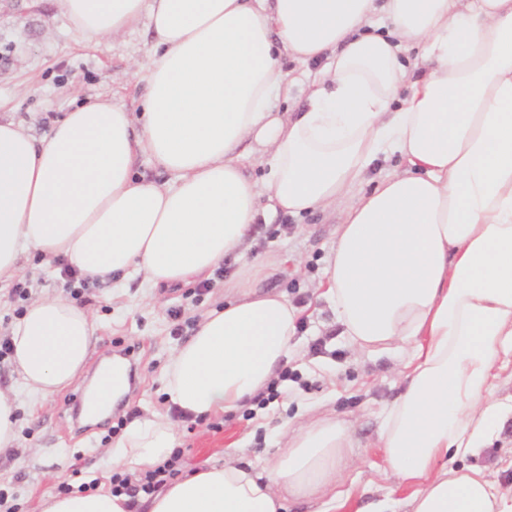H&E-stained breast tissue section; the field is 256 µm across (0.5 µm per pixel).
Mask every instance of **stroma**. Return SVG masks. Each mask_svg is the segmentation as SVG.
I'll list each match as a JSON object with an SVG mask.
<instances>
[{
  "label": "stroma",
  "instance_id": "1",
  "mask_svg": "<svg viewBox=\"0 0 512 512\" xmlns=\"http://www.w3.org/2000/svg\"><path fill=\"white\" fill-rule=\"evenodd\" d=\"M153 39L147 22L87 47L74 37L58 0H0V114L13 118L35 139L86 99L116 95L129 109H138L146 93L133 77V61L146 60ZM339 212L329 209L300 217L278 215L272 223L253 225L245 261L285 263L288 272L260 277L258 286L282 292L296 306L309 309L297 336L298 353L286 365L287 378L278 380L277 394L255 397L234 412L208 416L206 422L179 424L177 467L187 472L222 459L230 443H241L242 463L263 466L280 441L275 429L289 423L298 429L310 421L336 417L355 431L359 447L350 466L337 479L352 497L369 492L378 498L396 490L406 498L409 488L386 472L383 452L376 446L385 409L402 387L404 350L377 357L352 348L331 307L313 293L324 267L327 248L335 239ZM234 257L224 260V277L208 293L194 286L147 287L141 278L124 288L112 281H92L79 301L92 316L96 332L90 358L107 362L113 346L137 347L139 384L125 402L76 433L74 398L94 378L82 374L72 385L39 403L20 394L11 360L0 361V391L17 392V442L0 458V492L7 501L0 512H41L46 494H58L62 483L79 486L100 478L122 434V422L145 411L171 410L163 391L167 366L175 349L194 333L205 311L224 303V284L240 269ZM30 299L64 294L60 262L45 263L31 252L22 259ZM180 309L172 321L171 309ZM454 468L474 467L501 488H512V422L488 448L456 459Z\"/></svg>",
  "mask_w": 512,
  "mask_h": 512
}]
</instances>
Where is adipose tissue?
Returning <instances> with one entry per match:
<instances>
[{"instance_id": "ef3b65f1", "label": "adipose tissue", "mask_w": 512, "mask_h": 512, "mask_svg": "<svg viewBox=\"0 0 512 512\" xmlns=\"http://www.w3.org/2000/svg\"><path fill=\"white\" fill-rule=\"evenodd\" d=\"M59 3L83 42L148 20L153 53L133 64L148 92L137 113L81 104L41 140L0 117V284L33 250L90 279L187 286L240 255L258 217L352 197L315 297L358 350L410 351L378 435L413 487L410 512H512V491L448 466L512 421V402L494 398L497 365L512 357V0ZM285 55L320 66L297 112L272 105L294 86ZM256 151L268 156L260 182L241 165ZM394 155L399 166L369 178ZM141 157L173 182L137 177ZM232 287L165 374L169 403L195 419L242 407L297 352L303 309L246 274ZM95 330L65 296L32 301L11 328L27 394L68 386ZM178 434L166 415L136 417L112 462L155 468ZM354 446L344 422L316 421L261 471L223 460L178 475L148 512H286L287 498L334 487ZM127 501L75 491L42 512H130Z\"/></svg>"}]
</instances>
